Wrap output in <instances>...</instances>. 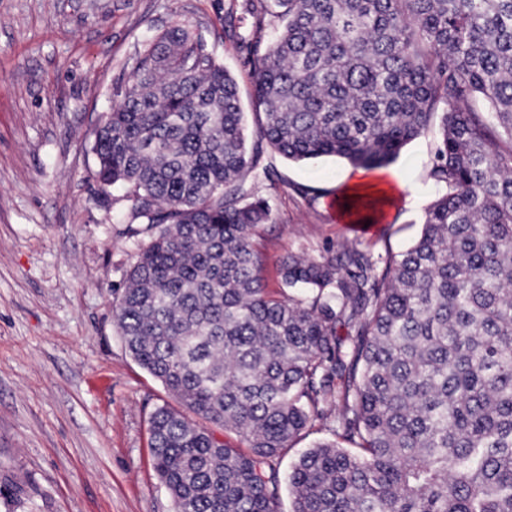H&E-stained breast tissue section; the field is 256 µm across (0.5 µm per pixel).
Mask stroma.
<instances>
[{
	"label": "stroma",
	"mask_w": 512,
	"mask_h": 512,
	"mask_svg": "<svg viewBox=\"0 0 512 512\" xmlns=\"http://www.w3.org/2000/svg\"><path fill=\"white\" fill-rule=\"evenodd\" d=\"M256 0H0V512H174L151 451L157 406L182 403L132 358L113 307L139 250L113 215L126 191L102 188L92 151L139 52L163 30L191 25L236 79L248 131L263 117L246 44ZM439 137L429 126L390 168L404 189L380 223L339 220L333 202L351 165L291 162L264 147L268 200L256 232L267 288L280 292L281 258H317L345 241L384 261L420 236L438 188L429 177ZM315 423L276 460L279 512L301 452L333 439Z\"/></svg>",
	"instance_id": "35a3bbf8"
}]
</instances>
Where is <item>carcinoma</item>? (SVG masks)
<instances>
[{"mask_svg":"<svg viewBox=\"0 0 512 512\" xmlns=\"http://www.w3.org/2000/svg\"><path fill=\"white\" fill-rule=\"evenodd\" d=\"M282 27L253 52L257 142L235 78L188 25L131 67L92 150L113 218L145 235L117 298L132 358L217 432L157 407L174 512H277L271 461L330 418L288 475L292 512H512V0H263ZM441 193L382 271L353 243L290 255L264 288L245 188L262 144L372 170L431 123ZM353 335L346 338L339 329Z\"/></svg>","mask_w":512,"mask_h":512,"instance_id":"1","label":"carcinoma"}]
</instances>
